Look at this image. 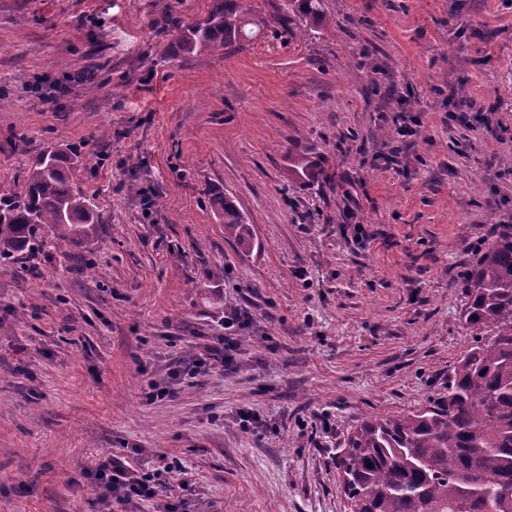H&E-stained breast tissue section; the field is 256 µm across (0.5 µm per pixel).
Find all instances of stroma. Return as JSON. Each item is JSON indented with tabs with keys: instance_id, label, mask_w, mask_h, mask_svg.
<instances>
[{
	"instance_id": "35a3bbf8",
	"label": "stroma",
	"mask_w": 512,
	"mask_h": 512,
	"mask_svg": "<svg viewBox=\"0 0 512 512\" xmlns=\"http://www.w3.org/2000/svg\"><path fill=\"white\" fill-rule=\"evenodd\" d=\"M212 3L0 0V187L74 147L99 218L92 272L68 245L0 263V512H102L84 472L124 448L183 468L112 512H347L338 448L446 395L473 344L464 274L512 212V0H328L289 41L178 53ZM233 312L234 364L148 402ZM210 206L215 213H220L224 217V234L234 238L240 247L249 248L252 240L248 233V224L233 201L224 195L212 196Z\"/></svg>"
}]
</instances>
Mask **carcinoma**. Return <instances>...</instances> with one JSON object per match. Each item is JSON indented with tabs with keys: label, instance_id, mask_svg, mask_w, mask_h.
Wrapping results in <instances>:
<instances>
[{
	"label": "carcinoma",
	"instance_id": "carcinoma-1",
	"mask_svg": "<svg viewBox=\"0 0 512 512\" xmlns=\"http://www.w3.org/2000/svg\"><path fill=\"white\" fill-rule=\"evenodd\" d=\"M214 0L206 18L178 41L184 55L222 51L246 39L245 27L283 38L329 20L326 0ZM295 173L315 178L303 146ZM83 158L50 148L28 168L24 187L0 188V259L67 243L83 247L98 234L89 197L70 182ZM224 234L252 245L245 217L227 196L210 198ZM477 253L466 275L471 302L462 319L474 343L448 376V395L398 418H371L341 450L342 491L350 512H512V213Z\"/></svg>",
	"mask_w": 512,
	"mask_h": 512
}]
</instances>
